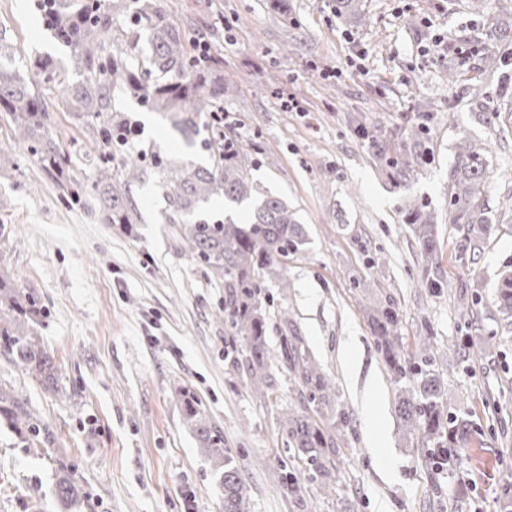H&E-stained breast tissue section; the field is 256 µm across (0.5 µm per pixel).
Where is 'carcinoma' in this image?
Returning a JSON list of instances; mask_svg holds the SVG:
<instances>
[{
    "label": "carcinoma",
    "mask_w": 512,
    "mask_h": 512,
    "mask_svg": "<svg viewBox=\"0 0 512 512\" xmlns=\"http://www.w3.org/2000/svg\"><path fill=\"white\" fill-rule=\"evenodd\" d=\"M118 22L125 26V38L114 45L112 27ZM44 24L68 48L78 79L69 80L48 57L26 60L28 80L0 63V112L10 117L17 142L38 157L70 201L94 209L103 224H122L128 229L138 221L129 187L143 178L142 162L150 159L164 187L168 223L184 226L187 252L224 286L220 315L235 336L224 358L245 366L259 394L273 393L275 379L269 373L268 316L261 275L302 252L307 238L288 203L262 192L251 180L249 142L224 131V96L234 92L232 76L224 73L216 57L195 65L186 32L171 22L169 11L159 0H51ZM43 83L54 84L75 122L94 136L100 159L94 180L84 181L70 174L68 154L52 132L49 107L39 91ZM117 88L129 91L154 112L169 113L177 130L198 138L200 149L210 154V166H198L190 160L174 165L153 149L130 152L131 144L140 137V126L131 116L113 109L111 91ZM355 134L369 139L381 166L398 187L426 156L425 128L420 123H406L388 140L370 138L369 130L361 124L355 126ZM484 174V147L472 140L462 141L449 207L454 223L465 225L461 248L472 253L480 250L492 231L486 213L477 204ZM216 196L224 197L221 217L208 210V203ZM404 212L426 266H437L439 246L432 213L411 197ZM12 281L14 275L0 265V343L17 367L35 377L45 391L56 393L54 358L35 336L28 310L18 302ZM494 301L504 320L512 319V268L501 272ZM370 329L399 386L396 411L402 426L422 440L433 465L457 461L460 444L471 440L475 427L448 410L435 370L437 359L430 353L434 337L422 339L420 355L401 347L399 311L390 296L370 312ZM279 358L302 388L299 404L288 408L280 420L288 448L304 464L303 476L290 473L285 477L288 493L297 492L301 479L322 494L334 491L333 456L339 428L323 426L313 411L336 401L335 382L311 360L298 336L281 337ZM184 407V420L200 447L221 457L224 512H249L246 488L231 449L224 447L221 431L189 391L184 394ZM0 420L31 444L40 441L44 432L37 415L23 406L12 390L1 386ZM56 495L66 508L75 505L80 491L71 474L59 477Z\"/></svg>",
    "instance_id": "1"
}]
</instances>
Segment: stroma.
Listing matches in <instances>:
<instances>
[{
	"mask_svg": "<svg viewBox=\"0 0 512 512\" xmlns=\"http://www.w3.org/2000/svg\"><path fill=\"white\" fill-rule=\"evenodd\" d=\"M189 36L204 35L236 80L224 99V123L258 141L251 178L287 200L308 232L303 252L279 275H264L273 300L268 344L278 350L280 311H288L303 347L336 383L334 409L345 416L335 495L313 485L288 495L279 477L298 472L280 419L301 387L280 362L269 369L276 392L258 395L243 369L224 358L231 336L215 317L224 290L182 250L157 170L130 186L141 216L126 230L70 205L55 180L24 147L0 158V224L10 230L0 264L37 302L33 326L54 356L60 394L44 391L0 345V386L35 409L49 436L26 448L0 425V512H64L55 495L61 471L81 487L79 512H224L219 461L184 421V391L224 436L248 491L250 512H502L512 494V327L490 293L512 264V40L493 38L469 0H362L364 18L349 19L337 0H163ZM0 48L52 56L67 68L68 50L43 27L36 0H0ZM502 65L489 79L492 120L474 108L449 69L475 76L485 51ZM341 68L336 78L322 72ZM293 98V109L281 101ZM53 130L75 176L92 179L98 154L67 104L47 91ZM115 109L144 125L137 148L171 161L206 153L187 147L166 117L114 91ZM362 114L371 133L406 122L426 128L427 160L398 188L382 171L348 117ZM484 141L486 178L480 202L494 230L480 254L462 251L464 236L448 207L457 147ZM434 217L441 291L426 272L404 214V200ZM290 287L280 293V277ZM479 294L475 318L462 316L461 291ZM393 297L401 344L416 353L429 334L440 345L460 339L493 347L471 361L452 354L438 363L451 412L479 426L461 463L430 465L418 437L395 412L397 387L368 325L369 312ZM378 389L364 396L363 380ZM382 438L380 449L370 434Z\"/></svg>",
	"mask_w": 512,
	"mask_h": 512,
	"instance_id": "1",
	"label": "stroma"
}]
</instances>
